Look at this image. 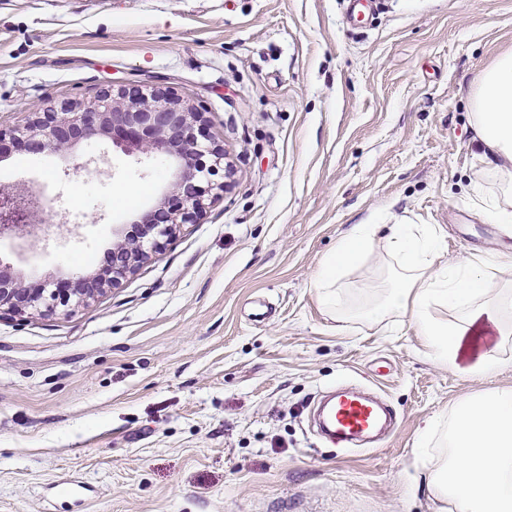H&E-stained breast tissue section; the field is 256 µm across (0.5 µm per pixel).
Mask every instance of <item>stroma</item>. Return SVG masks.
<instances>
[{
  "instance_id": "35a3bbf8",
  "label": "stroma",
  "mask_w": 512,
  "mask_h": 512,
  "mask_svg": "<svg viewBox=\"0 0 512 512\" xmlns=\"http://www.w3.org/2000/svg\"><path fill=\"white\" fill-rule=\"evenodd\" d=\"M0 0V130L148 85L203 112L232 174L122 284L52 314H0V512H433L412 484L465 397L512 366L435 363L408 318L339 322L312 282L351 225L427 224L438 263L508 260L477 205L498 181L474 155L471 93L512 50V0ZM168 167L113 146L21 149L0 189L46 187L45 249L0 242L30 285L104 266L112 229L172 191ZM383 240L341 308L380 294ZM339 386L394 411L379 444L320 438ZM68 490H61V483Z\"/></svg>"
}]
</instances>
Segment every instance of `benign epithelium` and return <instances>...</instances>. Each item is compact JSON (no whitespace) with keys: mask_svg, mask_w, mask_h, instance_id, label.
Segmentation results:
<instances>
[{"mask_svg":"<svg viewBox=\"0 0 512 512\" xmlns=\"http://www.w3.org/2000/svg\"><path fill=\"white\" fill-rule=\"evenodd\" d=\"M103 137L128 152H138L167 165L174 178V198L159 201L131 225L129 234L119 228L112 232V266L106 275L73 272L53 288H31L11 265L0 263V310L13 313L52 312L58 307L86 303L118 287L160 247L159 236L172 238L178 224L195 222L203 199L195 181L203 172L201 159H224V149L204 132L203 113L196 107L173 100L138 85L112 94L103 92L97 104L87 108L68 106L56 112L45 109L30 113V119L16 138L32 154L66 153ZM44 206L19 190L7 197L0 190V240L16 238L32 250L46 238Z\"/></svg>","mask_w":512,"mask_h":512,"instance_id":"7a95c632","label":"benign epithelium"}]
</instances>
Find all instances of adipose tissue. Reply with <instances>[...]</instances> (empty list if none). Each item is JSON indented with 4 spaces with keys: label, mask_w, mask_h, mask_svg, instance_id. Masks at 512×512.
<instances>
[{
    "label": "adipose tissue",
    "mask_w": 512,
    "mask_h": 512,
    "mask_svg": "<svg viewBox=\"0 0 512 512\" xmlns=\"http://www.w3.org/2000/svg\"><path fill=\"white\" fill-rule=\"evenodd\" d=\"M472 112L480 151L478 163L494 172L501 195L480 196L478 205L495 223L512 230V50L501 53L481 74ZM378 225H353L315 280L322 302L336 306L347 271L373 251ZM388 251L400 267L381 302L363 314L373 323L396 313L408 316L435 362L469 375L502 368L503 359L482 353L462 364L465 342L481 325L500 324L512 314V262L483 257L436 263L433 230L392 224L384 232ZM460 310L457 323L439 320L437 308ZM444 460L425 476L434 512H512V388H496L458 403L445 435Z\"/></svg>",
    "instance_id": "ef3b65f1"
}]
</instances>
